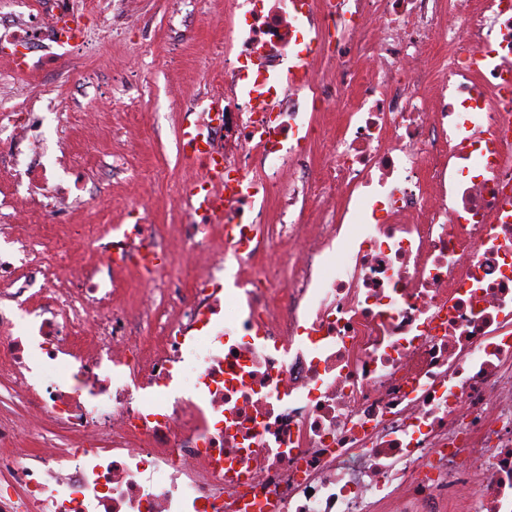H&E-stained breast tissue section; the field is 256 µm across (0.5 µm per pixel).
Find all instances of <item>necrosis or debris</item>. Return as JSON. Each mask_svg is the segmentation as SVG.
<instances>
[{
  "instance_id": "1",
  "label": "necrosis or debris",
  "mask_w": 512,
  "mask_h": 512,
  "mask_svg": "<svg viewBox=\"0 0 512 512\" xmlns=\"http://www.w3.org/2000/svg\"><path fill=\"white\" fill-rule=\"evenodd\" d=\"M111 10L71 38L85 0H0V52L83 68ZM224 24V109L196 129L235 194L189 184V282L157 225L75 229L91 261L63 242L47 265L0 212V369L52 423L22 458L0 418V512H512V0H246ZM333 90L332 159L300 179ZM55 107L37 81L0 113L1 172L43 218L83 191L67 152L42 161ZM122 272L150 279L141 312L113 304ZM160 300L175 319L135 335Z\"/></svg>"
}]
</instances>
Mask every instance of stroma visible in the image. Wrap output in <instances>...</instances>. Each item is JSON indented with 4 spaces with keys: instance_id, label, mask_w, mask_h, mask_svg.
Wrapping results in <instances>:
<instances>
[{
    "instance_id": "stroma-1",
    "label": "stroma",
    "mask_w": 512,
    "mask_h": 512,
    "mask_svg": "<svg viewBox=\"0 0 512 512\" xmlns=\"http://www.w3.org/2000/svg\"><path fill=\"white\" fill-rule=\"evenodd\" d=\"M111 41L88 50V77H46L63 105L47 132L65 144L92 203L74 201L61 220L30 230L53 252L74 224H126L135 198L153 199L154 224L190 223L185 197L197 165L177 147L179 123L192 100L220 91L209 81L224 45L229 0H120Z\"/></svg>"
}]
</instances>
